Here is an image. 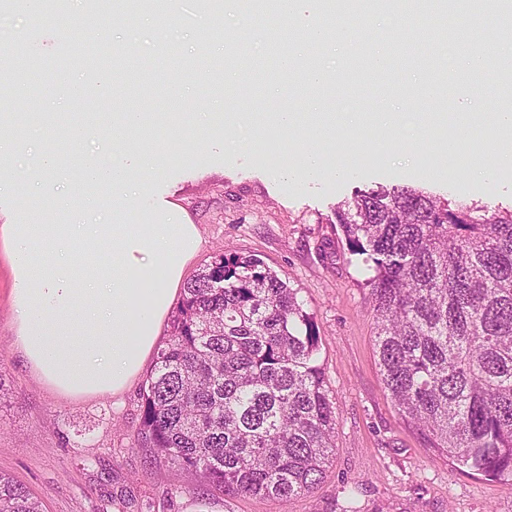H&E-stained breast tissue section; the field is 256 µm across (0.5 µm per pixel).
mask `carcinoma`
I'll use <instances>...</instances> for the list:
<instances>
[{
    "label": "carcinoma",
    "mask_w": 512,
    "mask_h": 512,
    "mask_svg": "<svg viewBox=\"0 0 512 512\" xmlns=\"http://www.w3.org/2000/svg\"><path fill=\"white\" fill-rule=\"evenodd\" d=\"M416 0H318L320 15L367 19L366 4L400 18ZM491 0H448L447 15L471 19ZM468 50L483 70L494 46ZM357 44L346 71L391 78L429 58L411 45L373 66ZM74 63L98 74L86 49ZM316 55L289 78L308 82ZM112 74L130 86L120 56ZM350 255L370 273L375 353L400 416L434 451L489 480H512V207L491 209L409 187L358 190L336 208ZM319 336L298 292L260 258L220 255L192 278L141 389L134 447L226 496L285 504L311 493L335 455L336 403L317 363ZM0 512H43L0 474Z\"/></svg>",
    "instance_id": "carcinoma-1"
}]
</instances>
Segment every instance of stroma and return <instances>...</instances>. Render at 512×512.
<instances>
[{"mask_svg": "<svg viewBox=\"0 0 512 512\" xmlns=\"http://www.w3.org/2000/svg\"><path fill=\"white\" fill-rule=\"evenodd\" d=\"M74 31L56 33V14L44 13L40 36L12 46L10 53L43 77L36 94L16 91L25 122L15 137L27 141L23 154L0 156V165L21 169L33 152L58 150L66 171L63 191L29 194L10 202L19 224H73L86 189L80 173L85 156L108 164L100 139L136 153L149 151L165 166L156 193L176 202L197 224L202 245L191 262L197 274L215 255H253L297 289L313 313L321 336L318 362L336 399V454L313 493L280 505L255 496L227 497L209 491L182 471L148 467L132 442L141 421L139 386L122 397L68 400L41 384L12 346V279L0 263V472L12 476L41 501L44 512H340L347 487L358 490L363 512H512V481H492L460 471L433 451L429 441L398 414L385 390L373 345V311L366 273L351 256L337 205L355 191L405 186L491 208L512 205V167L496 166L501 148L478 137L462 156L425 138L424 119L448 112L452 83L429 102L408 100L401 109L403 135L417 143L413 155L399 151L379 133L353 132L352 115L379 112L395 98L385 81L346 89L338 76L322 94L300 95L281 79H268V92L253 100L250 73H242L238 97L250 117L225 127L224 68L227 39L238 15L222 0L202 5L181 0L175 13L117 12L114 0H68ZM88 42L96 51L133 55L142 75L138 107L147 115V134L114 136L121 123L113 93L104 91L71 106L59 81L86 83L63 46ZM186 59L171 68L166 56ZM297 112L290 132H268V115ZM93 119L100 135L80 144L57 135L75 119ZM318 151L320 176L288 175L300 149ZM486 166L484 178L471 162ZM352 166L356 177L337 178Z\"/></svg>", "mask_w": 512, "mask_h": 512, "instance_id": "35a3bbf8", "label": "stroma"}]
</instances>
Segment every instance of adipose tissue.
Returning a JSON list of instances; mask_svg holds the SVG:
<instances>
[{
  "mask_svg": "<svg viewBox=\"0 0 512 512\" xmlns=\"http://www.w3.org/2000/svg\"><path fill=\"white\" fill-rule=\"evenodd\" d=\"M159 162L113 153L111 167L88 163L82 208L101 191L113 209L149 197ZM58 154L41 150L24 169L0 170V201L45 192ZM149 224H0V257L12 275V344L36 378L69 399L116 397L155 349L189 262L202 244L197 225L168 203Z\"/></svg>",
  "mask_w": 512,
  "mask_h": 512,
  "instance_id": "ef3b65f1",
  "label": "adipose tissue"
}]
</instances>
